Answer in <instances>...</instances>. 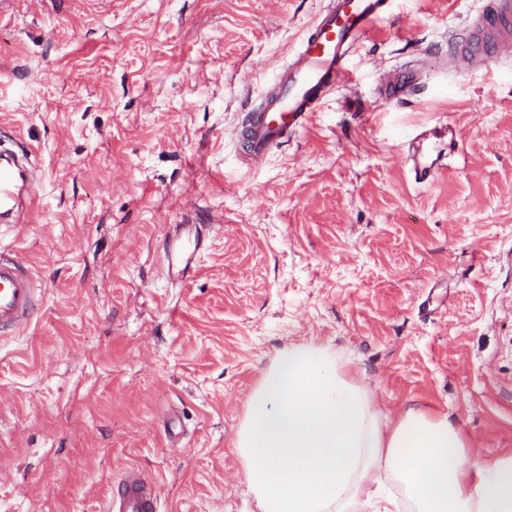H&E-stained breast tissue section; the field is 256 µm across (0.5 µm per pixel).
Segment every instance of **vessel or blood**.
<instances>
[{"label":"vessel or blood","mask_w":512,"mask_h":512,"mask_svg":"<svg viewBox=\"0 0 512 512\" xmlns=\"http://www.w3.org/2000/svg\"><path fill=\"white\" fill-rule=\"evenodd\" d=\"M393 0H327L288 61L270 80L269 92L248 112L237 132L247 163L268 157L275 146L295 136L323 100L349 79L351 53L391 13ZM512 54V0H486L464 33L448 47L452 67L468 69ZM417 68L385 72L379 97L389 103L407 100L419 82ZM459 148L455 128L421 131L407 146L404 162L415 183L432 184L448 153ZM24 175L19 164L0 163V212L12 209ZM36 305L32 280L13 258L0 259V331H18ZM158 495L142 473L130 470L118 479L107 512H157Z\"/></svg>","instance_id":"vessel-or-blood-1"}]
</instances>
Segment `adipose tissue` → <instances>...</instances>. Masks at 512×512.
Returning a JSON list of instances; mask_svg holds the SVG:
<instances>
[{
	"label": "adipose tissue",
	"mask_w": 512,
	"mask_h": 512,
	"mask_svg": "<svg viewBox=\"0 0 512 512\" xmlns=\"http://www.w3.org/2000/svg\"><path fill=\"white\" fill-rule=\"evenodd\" d=\"M233 447L256 512H512V454H481L446 414L390 420L324 345L276 351Z\"/></svg>",
	"instance_id": "ef3b65f1"
}]
</instances>
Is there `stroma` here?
I'll list each match as a JSON object with an SVG mask.
<instances>
[{"label": "stroma", "instance_id": "1", "mask_svg": "<svg viewBox=\"0 0 512 512\" xmlns=\"http://www.w3.org/2000/svg\"><path fill=\"white\" fill-rule=\"evenodd\" d=\"M325 0H0V146L34 200L0 223L37 311L0 335V512H254L232 446L288 343L340 351L389 417L450 414L512 454V62L449 70L484 0H395L351 80L260 165L236 129ZM413 63L408 105L376 94ZM455 126L428 186L409 139ZM198 237L170 278L175 232ZM158 495L142 473L129 470L118 479L108 512H157Z\"/></svg>", "mask_w": 512, "mask_h": 512}]
</instances>
